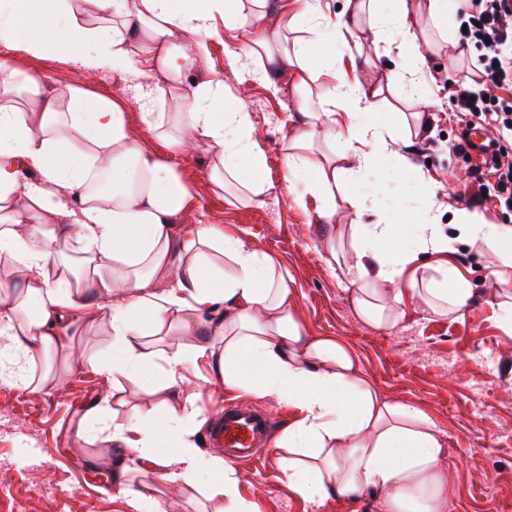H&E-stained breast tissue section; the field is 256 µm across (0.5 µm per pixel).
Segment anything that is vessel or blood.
Listing matches in <instances>:
<instances>
[{
    "label": "vessel or blood",
    "mask_w": 512,
    "mask_h": 512,
    "mask_svg": "<svg viewBox=\"0 0 512 512\" xmlns=\"http://www.w3.org/2000/svg\"><path fill=\"white\" fill-rule=\"evenodd\" d=\"M272 427L271 418L264 412L227 405L216 410L206 441L211 447L223 449L227 458L244 463L252 460Z\"/></svg>",
    "instance_id": "1"
}]
</instances>
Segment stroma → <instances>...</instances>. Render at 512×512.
<instances>
[{"label":"stroma","mask_w":512,"mask_h":512,"mask_svg":"<svg viewBox=\"0 0 512 512\" xmlns=\"http://www.w3.org/2000/svg\"><path fill=\"white\" fill-rule=\"evenodd\" d=\"M417 30L429 40V67L418 80L430 91L422 116L428 126L419 134L414 122L400 124L396 148L432 182L434 199L419 185L401 179L393 164L374 169L350 187H337L336 215L332 223L318 221L317 202H298L284 191L260 203H240L233 186L217 189L213 162L205 152L190 149L172 156L182 181L192 192L188 224H212L242 234L258 251L273 257L294 290V312L312 336H333L345 342L380 396L389 402L416 406L433 423L444 448L441 468L448 481L445 512H505L512 505V328L501 321L504 307L512 305V278L491 273L489 256L457 237L452 228L453 209L465 207L489 224H511L508 212L478 201L474 192L483 170L469 153L457 150L466 133L455 121L448 87L463 72L478 68L474 49L448 59V44L424 14H417ZM209 58L201 74H189L224 85V97L249 112L266 154L267 180L284 182L286 134L293 105L289 94L275 95L261 74L233 59L242 43L234 31L215 19ZM17 77L36 72L47 92L65 99L79 86L116 101L142 148L165 153L156 131L144 122L135 101L137 83L121 69L87 72L63 57L34 56L22 50H4ZM373 68H366L363 57ZM397 58L395 45L365 44L362 56L342 55L336 62L338 78L362 82L385 76ZM375 199L374 210L356 217L346 194ZM447 225L456 242L449 263L469 279L474 297L460 310L432 312L413 282L403 280L407 297L399 317L379 325L363 318L353 304V287L346 268L356 259L352 226L387 219L396 224V243H404L425 211ZM53 369V384L26 390L0 376V483L10 487L22 512H134L127 495L112 487L109 460L116 450L89 427L94 407L110 403L115 422L131 414L155 421L161 398L144 391L137 380L113 383L95 364L69 371L38 356L29 364L39 375ZM184 389L198 393L202 424L193 426L190 442L206 450L204 422L227 402L216 374L199 379L184 374ZM280 450L263 447L253 462L237 465L239 492L254 512H381L378 499L363 497L356 503L329 496L309 499L292 489L279 468ZM149 484L165 512H222L224 498L202 485L162 480L157 470L139 465L131 475L132 488Z\"/></svg>","instance_id":"35a3bbf8"}]
</instances>
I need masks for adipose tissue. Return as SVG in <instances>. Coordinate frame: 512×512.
<instances>
[{"label": "adipose tissue", "instance_id": "ef3b65f1", "mask_svg": "<svg viewBox=\"0 0 512 512\" xmlns=\"http://www.w3.org/2000/svg\"><path fill=\"white\" fill-rule=\"evenodd\" d=\"M87 1L107 24H85ZM125 2L0 0V42L33 55H60L87 71L122 68L162 82L178 102L174 130L163 135L167 146L183 152L177 131L191 130L216 161V185L234 184L250 202L275 187L263 177L266 158L249 113L224 107L213 80L184 89L187 73L198 71L207 55L215 15L228 29L250 24L245 61L277 62L292 76L298 114L284 180L289 189L318 197L321 222L333 219L336 185L390 158L401 177L433 195L409 159L389 148L395 129L386 94L399 73L331 86L330 98L348 106L347 122L339 124L332 112L323 118L328 128H341L346 144L322 158L310 154L315 114L306 101L308 83L315 74H335L343 50L370 38L387 40L393 22L402 35L400 59L418 70L426 66L410 21L411 0H356L346 17L327 15L311 0H139L134 12ZM285 30L295 34L288 49L280 45ZM15 78L1 58L0 266L18 272L22 288L0 290V335L9 339L0 359L14 365L16 384L45 387L52 372L35 379L23 373L24 363L42 353L75 368V323L93 325L105 309L112 349L97 364L113 376H137L149 393L177 403L160 427L136 414L113 426L109 438L121 450L112 461L113 488L132 492L138 510L152 501L151 487L129 485L132 469L148 459L163 480L193 485L208 479L224 498V512H253L239 495L236 470L182 440L199 409L194 395L179 389L178 377L215 365L225 390L296 407L277 445L289 451L280 468L300 494L348 501L372 494L380 496L382 512H444L443 448L428 417L384 401L344 344L305 332L293 311L294 291L273 258L223 229L181 223L192 202L188 187L164 156L138 145L118 103L73 87L63 107L43 97L39 76L20 84ZM38 96L44 110L36 114L26 102ZM452 222L472 246L495 257V275H512V225L485 223L466 208L454 210ZM393 235V225L383 221L353 228L356 260L347 269L353 301L362 317L380 324L398 316L406 297L401 281L418 248L445 253L452 244L428 219L408 246L385 252ZM437 271L429 306H465L470 281L445 262ZM172 316L180 328L199 330L201 340L165 357L153 337ZM163 444L164 454L158 451Z\"/></svg>", "mask_w": 512, "mask_h": 512}]
</instances>
